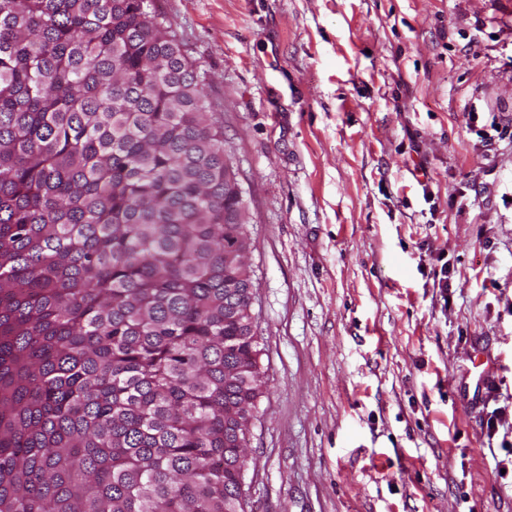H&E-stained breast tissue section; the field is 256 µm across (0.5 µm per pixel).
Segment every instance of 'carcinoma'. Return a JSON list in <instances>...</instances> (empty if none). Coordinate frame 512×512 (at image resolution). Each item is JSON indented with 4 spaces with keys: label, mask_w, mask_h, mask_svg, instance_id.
Returning a JSON list of instances; mask_svg holds the SVG:
<instances>
[{
    "label": "carcinoma",
    "mask_w": 512,
    "mask_h": 512,
    "mask_svg": "<svg viewBox=\"0 0 512 512\" xmlns=\"http://www.w3.org/2000/svg\"><path fill=\"white\" fill-rule=\"evenodd\" d=\"M237 185L149 0H0V512H243Z\"/></svg>",
    "instance_id": "obj_1"
}]
</instances>
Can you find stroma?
Listing matches in <instances>:
<instances>
[{
  "label": "stroma",
  "instance_id": "1",
  "mask_svg": "<svg viewBox=\"0 0 512 512\" xmlns=\"http://www.w3.org/2000/svg\"><path fill=\"white\" fill-rule=\"evenodd\" d=\"M155 2L243 190L252 512H512V0Z\"/></svg>",
  "mask_w": 512,
  "mask_h": 512
}]
</instances>
